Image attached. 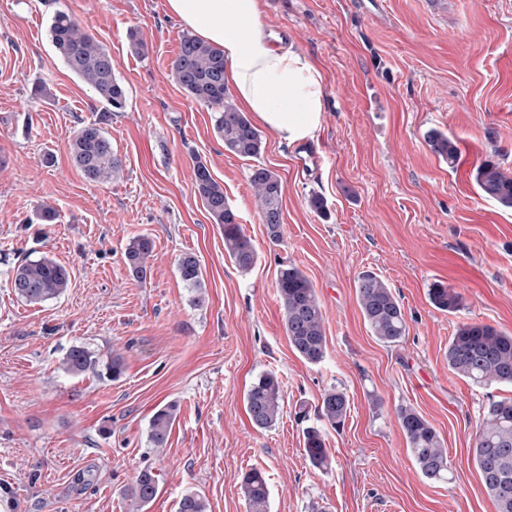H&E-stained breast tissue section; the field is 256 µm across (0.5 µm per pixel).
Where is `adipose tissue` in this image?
I'll return each mask as SVG.
<instances>
[{"label": "adipose tissue", "mask_w": 512, "mask_h": 512, "mask_svg": "<svg viewBox=\"0 0 512 512\" xmlns=\"http://www.w3.org/2000/svg\"><path fill=\"white\" fill-rule=\"evenodd\" d=\"M168 11L224 54L226 81L239 106L296 144L320 128L324 79L304 55L260 22L261 0H166Z\"/></svg>", "instance_id": "obj_1"}]
</instances>
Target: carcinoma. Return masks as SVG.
<instances>
[{
    "label": "carcinoma",
    "mask_w": 512,
    "mask_h": 512,
    "mask_svg": "<svg viewBox=\"0 0 512 512\" xmlns=\"http://www.w3.org/2000/svg\"><path fill=\"white\" fill-rule=\"evenodd\" d=\"M48 33L69 71L89 86L105 105L99 120L82 125L69 140L71 159L85 180L104 185L121 167L112 151V140L105 124L112 120V113L124 111L125 87L114 72L112 53L86 33L73 15L56 13ZM171 74L188 97L213 112V131L224 142L226 151L243 158L260 156L264 137L238 108L225 80L224 54L220 49L190 32L183 33L179 51L171 63ZM426 138L433 153L450 164L454 162L457 146L453 139L439 131L429 132ZM473 179L483 195L502 208L512 210L511 171L489 160L476 168ZM250 184L269 238L280 240L283 224L280 177L264 166H255ZM194 186L212 223L224 232V252L240 271L249 272L257 262V252L243 233L239 216L224 195L223 186L201 161L194 165ZM153 250V241L147 236H138L128 244L125 258L136 277H147ZM178 271L188 285L195 286L201 281V265L192 254L179 259ZM10 284L20 299L38 305L61 296L68 288L69 275L62 265L42 257L14 267ZM276 288L291 349L304 362L320 364L326 356V336L322 307L311 281L296 265L288 264L280 268ZM356 291L360 311L372 335L384 344L400 342L406 336L407 322L403 305L392 288L376 274L365 272L357 279ZM430 299L443 311H454L461 303L460 295L442 284L430 289ZM447 359L450 370L477 386L512 385V334L490 325H459L448 343ZM95 365L92 354L80 346L71 347L62 362L64 371L73 375ZM282 401V386L277 375H261L245 394L251 424L257 429L271 427L280 416ZM348 409L345 393L333 388L322 396L320 417L333 427L339 426ZM176 412V405L171 403L153 413L149 423V441L153 447H165ZM397 417L410 457L422 476L435 482L448 481V452L433 426L411 407L399 408ZM303 439L310 463L319 469L326 467L328 450L323 431L308 426L303 430ZM473 458L486 492L497 505V512H512V398L488 403ZM158 487L156 475L146 469L137 475L130 496L142 508L156 497ZM241 490L248 512H267L270 491L263 472L258 469L246 472ZM179 512H208V504L198 494H187L180 500Z\"/></svg>",
    "instance_id": "carcinoma-1"
}]
</instances>
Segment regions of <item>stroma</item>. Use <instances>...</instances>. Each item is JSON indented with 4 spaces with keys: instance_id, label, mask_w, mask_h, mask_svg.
Here are the masks:
<instances>
[{
    "instance_id": "obj_1",
    "label": "stroma",
    "mask_w": 512,
    "mask_h": 512,
    "mask_svg": "<svg viewBox=\"0 0 512 512\" xmlns=\"http://www.w3.org/2000/svg\"><path fill=\"white\" fill-rule=\"evenodd\" d=\"M261 23L287 30L324 79L322 162L299 164V145L265 132L257 159L215 136L206 106L170 75L183 25L165 0H0V512H178L189 493L208 512H247L243 474L262 469L269 512H496L472 458L483 412L511 386L479 387L448 367L459 324L512 333V210L481 195L475 168L512 171V0H262ZM79 19L115 60L125 111L106 129L122 164L116 180L88 184L68 152L102 105L55 53V11ZM138 31L147 55L129 44ZM44 96H34V85ZM457 145L454 164L435 155L428 131ZM203 162L224 187L257 251L241 272L224 233L195 194ZM283 185V237L270 242L254 206V166ZM321 195L325 212L309 205ZM54 223H37L44 207ZM154 242L151 273L125 262L130 240ZM198 257L188 287L178 259ZM66 268L59 298L30 305L9 276L25 259ZM283 263L306 274L322 305L327 352L317 365L291 349L275 286ZM370 271L399 297L408 332L393 346L372 336L356 281ZM461 296L445 312L429 290ZM87 348L94 369L61 363ZM124 372L111 379L113 355ZM275 373L283 408L253 427L245 393ZM331 388L349 400L340 427L318 417ZM177 406L165 447L148 440L153 413ZM420 413L448 451L454 478L433 483L409 456L399 407ZM321 427L330 456L314 468L303 451L298 408ZM159 493L136 509L142 470Z\"/></svg>"
}]
</instances>
